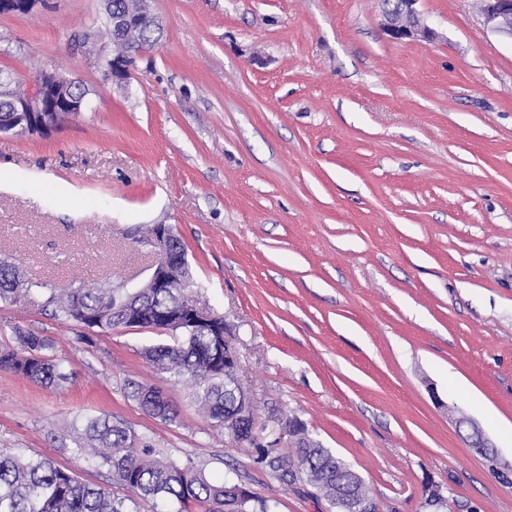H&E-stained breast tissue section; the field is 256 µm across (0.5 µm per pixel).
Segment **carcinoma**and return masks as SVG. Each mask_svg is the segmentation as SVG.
Masks as SVG:
<instances>
[{
  "label": "carcinoma",
  "instance_id": "carcinoma-1",
  "mask_svg": "<svg viewBox=\"0 0 512 512\" xmlns=\"http://www.w3.org/2000/svg\"><path fill=\"white\" fill-rule=\"evenodd\" d=\"M190 280L189 264L175 269L171 288H142L135 291L138 321L135 327L168 326L165 314L183 311L189 304L180 279ZM42 282H30L18 268L0 261V301H13L32 290H46ZM128 292L124 288L93 286L71 288L66 293H50L48 302L58 316L89 329L128 326L125 322ZM17 347L0 350V371L11 372L46 389L56 390L67 383L68 374L60 360L45 354L49 344L39 336L16 337ZM146 357L159 371L193 388L194 401L214 420L224 425V406L233 405L242 386L238 378L226 376L214 356V337L204 331H178L171 344L151 348ZM127 394L146 413L164 421H175L176 411L156 389L128 381ZM247 421L262 431H272L281 438V447L266 469L286 487L308 486L318 492L327 512H356L355 498H373L365 482L336 460L335 454L318 443H308L294 434L295 417H275L254 408ZM85 436L103 446L94 453L95 465L105 468L112 484L130 493L119 498L112 489L81 481L45 456L25 457L0 451V512H130L128 504L150 500L154 512H187L191 505L208 504L213 512H279L275 498L259 499L251 494L224 501L240 480L230 472L214 480L206 476L193 459L184 463L166 461L149 444L130 447L126 428L108 418H91Z\"/></svg>",
  "mask_w": 512,
  "mask_h": 512
}]
</instances>
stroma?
I'll return each instance as SVG.
<instances>
[{
  "mask_svg": "<svg viewBox=\"0 0 512 512\" xmlns=\"http://www.w3.org/2000/svg\"><path fill=\"white\" fill-rule=\"evenodd\" d=\"M151 7L159 38L122 88L100 62L101 0L0 15V70L73 79L94 101L50 134H0V260L46 285L0 301V348L43 337L73 375L52 391L0 372V451L110 485L82 428L101 416L209 477L235 469L280 512H326L146 362L170 335L89 329L48 304L52 287L142 284V240L167 224L242 385L305 421L379 512H512V483L453 422L512 461V41L477 0H418L431 44L390 40L380 0ZM131 380L177 419L145 413ZM126 389L128 397L134 400L149 415L164 421H175L177 413L168 400L156 394V392L160 391L132 380L128 381ZM149 396L153 398L149 399Z\"/></svg>",
  "mask_w": 512,
  "mask_h": 512,
  "instance_id": "stroma-1",
  "label": "stroma"
}]
</instances>
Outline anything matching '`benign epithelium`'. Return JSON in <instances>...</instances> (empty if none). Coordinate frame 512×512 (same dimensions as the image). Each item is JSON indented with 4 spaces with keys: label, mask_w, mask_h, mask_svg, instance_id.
<instances>
[{
    "label": "benign epithelium",
    "mask_w": 512,
    "mask_h": 512,
    "mask_svg": "<svg viewBox=\"0 0 512 512\" xmlns=\"http://www.w3.org/2000/svg\"><path fill=\"white\" fill-rule=\"evenodd\" d=\"M38 0H0V15L26 14L30 12ZM105 12L112 15L114 27L119 41L130 43L140 32L157 26V21L150 9V0H133V6L125 11L112 12V0H104ZM418 0H397L396 6L384 10L386 24L384 30L391 39L416 40L432 43L437 33L420 18L415 5ZM484 24L495 34L512 40V0H481ZM107 69L105 77L116 86H124L131 79L135 70L136 59L127 51L112 46V55L106 57ZM76 82L63 77L38 75L29 80L25 92L13 94L7 88H0V96L9 99L8 107L0 113V133L27 131L36 129L49 133L61 123L83 111L87 107V99L83 94L74 91ZM174 236L171 227L158 224L146 243L154 248L157 259L147 280L151 288H169L172 280L170 265L173 256L165 250V245ZM167 321L177 328L208 331L213 336L221 335V329L209 314V308L194 302L185 316H170ZM252 409V398L245 394L233 407L224 409V424L238 425L245 413ZM457 428H472L470 437L472 447L480 453L491 447V444L474 427L472 422L459 417L455 420Z\"/></svg>",
    "instance_id": "benign-epithelium-1"
}]
</instances>
